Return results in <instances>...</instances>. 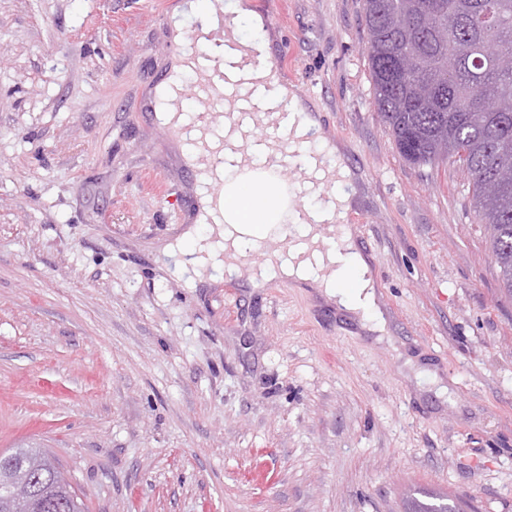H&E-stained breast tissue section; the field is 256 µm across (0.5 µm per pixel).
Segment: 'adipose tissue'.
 I'll return each instance as SVG.
<instances>
[{
	"mask_svg": "<svg viewBox=\"0 0 512 512\" xmlns=\"http://www.w3.org/2000/svg\"><path fill=\"white\" fill-rule=\"evenodd\" d=\"M178 13L204 24L223 14L235 28L248 22L263 56L271 54L264 18L249 0H183ZM224 180L223 197L216 201L207 195L202 198L203 204H216L224 216L223 223L211 226V242L196 246V238L189 231L174 243V250L193 256L195 265L203 269L220 264L226 256L240 263L248 261L259 248L270 249L279 256L277 272L290 283L312 289L334 304L337 312L355 321L360 330L384 331L385 319L371 264L350 226L340 223L328 227L335 245L327 254L314 251L305 257L297 253L281 257L280 244L285 236L281 221L292 205L280 185L263 179L259 173L235 167L225 168Z\"/></svg>",
	"mask_w": 512,
	"mask_h": 512,
	"instance_id": "ef3b65f1",
	"label": "adipose tissue"
}]
</instances>
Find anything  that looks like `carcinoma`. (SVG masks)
<instances>
[{"label":"carcinoma","instance_id":"obj_1","mask_svg":"<svg viewBox=\"0 0 512 512\" xmlns=\"http://www.w3.org/2000/svg\"><path fill=\"white\" fill-rule=\"evenodd\" d=\"M368 61L374 103L401 157L434 165L445 150L466 174L471 203L491 230L490 248L502 290L512 296V0H364ZM454 61L448 67V60ZM0 465V512L18 464ZM46 457L38 503H84L71 483L58 478ZM407 512H467L459 498L425 494Z\"/></svg>","mask_w":512,"mask_h":512}]
</instances>
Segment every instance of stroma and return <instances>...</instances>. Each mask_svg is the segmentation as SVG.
<instances>
[{
	"mask_svg": "<svg viewBox=\"0 0 512 512\" xmlns=\"http://www.w3.org/2000/svg\"><path fill=\"white\" fill-rule=\"evenodd\" d=\"M181 0H0V451L44 448L87 512H512V297L467 177L400 156L362 0H250L364 195L388 320L171 256L195 184L145 105ZM427 501L417 500L407 512H465L467 504L459 498L440 496L432 493L424 495Z\"/></svg>",
	"mask_w": 512,
	"mask_h": 512,
	"instance_id": "35a3bbf8",
	"label": "stroma"
}]
</instances>
